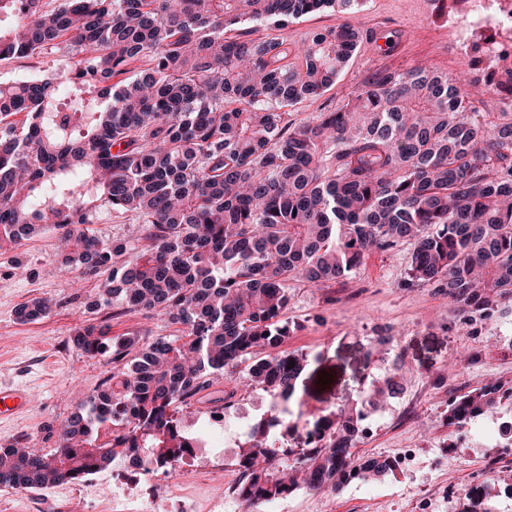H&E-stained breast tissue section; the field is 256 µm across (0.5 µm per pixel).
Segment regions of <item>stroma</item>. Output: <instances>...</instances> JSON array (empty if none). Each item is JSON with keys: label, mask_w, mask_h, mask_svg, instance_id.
I'll use <instances>...</instances> for the list:
<instances>
[{"label": "stroma", "mask_w": 512, "mask_h": 512, "mask_svg": "<svg viewBox=\"0 0 512 512\" xmlns=\"http://www.w3.org/2000/svg\"><path fill=\"white\" fill-rule=\"evenodd\" d=\"M450 0H363L345 14L324 10L289 25L299 42L313 30L349 24L374 35L362 44L326 93L288 107L289 120L312 118L329 103L338 104L363 87L367 75L383 67L418 64L467 81L469 70L453 47L448 27ZM60 241L53 225H41L18 243L0 240V386L29 389L26 411L0 421V446L23 442L45 453L58 445L47 424L68 418L80 399L101 390L116 365L77 350V328L109 324L116 336H173L176 328L162 316L145 317L114 302L87 309L112 278L111 266L94 276L59 268ZM411 264L407 247L370 255L345 280L310 288L292 284L286 317L287 346L307 357L288 417V445L299 448L307 427L336 405L363 407L372 426L363 431L355 452L398 460L394 473L372 482H351L340 492L298 490L292 495L245 508L228 496L242 469L239 454L250 427L268 410V395L224 379L211 395L226 401L232 413L223 453L201 449L176 473H159L154 488H171L195 512H210L224 498V512H449V491L464 492L483 474L494 512H512V494L503 479L512 475V453L493 444L474 447L469 428L446 421L448 402L491 382L512 384V301L490 319L462 323L446 293L406 286ZM54 299L52 313L37 322H21L16 311L31 299ZM391 337V354L404 360L405 390L385 407H370L366 393L383 369L370 358L375 339ZM331 383L320 384L322 373ZM132 499L114 502L112 472L16 493L0 488V512H135Z\"/></svg>", "instance_id": "35a3bbf8"}]
</instances>
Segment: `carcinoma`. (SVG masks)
<instances>
[{"label":"carcinoma","instance_id":"1","mask_svg":"<svg viewBox=\"0 0 512 512\" xmlns=\"http://www.w3.org/2000/svg\"><path fill=\"white\" fill-rule=\"evenodd\" d=\"M359 0H0V62L64 43L73 61L33 82L0 83V240L52 224L61 269H112L107 299L164 315L181 335L113 336L110 325L72 337L93 357L130 363L58 426V448H0V486L79 481L118 457L145 471L183 463L181 405L246 365L242 385L288 399L305 356L284 349L290 284L321 287L369 254L411 249L407 286L448 294L469 321L512 299V112H482L468 86L417 65L382 68L364 90L306 122L279 108L322 96L363 41L342 24L302 45L283 30ZM145 68L132 73L130 65ZM90 95L75 122L60 116L63 85ZM105 207L134 214L148 244L103 243L76 228ZM52 312L45 298L16 311ZM402 364L370 389L371 406L404 392ZM512 405L500 383L455 396L448 425ZM361 411L339 405L314 426L322 448L285 456L264 446L265 420L239 464L237 495L251 503L300 489L336 492L395 468L353 452Z\"/></svg>","mask_w":512,"mask_h":512}]
</instances>
